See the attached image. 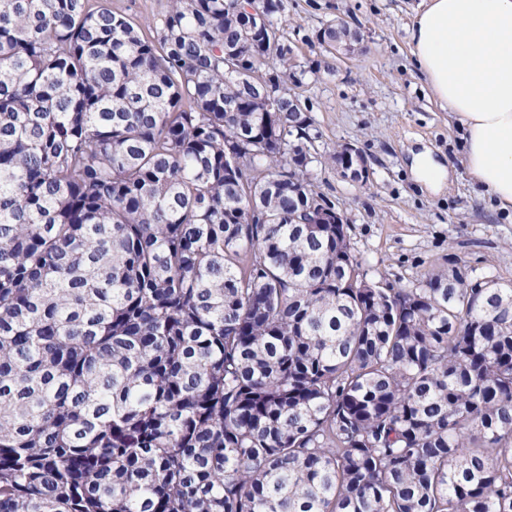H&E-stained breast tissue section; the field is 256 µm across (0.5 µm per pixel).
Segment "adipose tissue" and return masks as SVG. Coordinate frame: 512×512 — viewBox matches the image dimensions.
Masks as SVG:
<instances>
[{"instance_id": "1", "label": "adipose tissue", "mask_w": 512, "mask_h": 512, "mask_svg": "<svg viewBox=\"0 0 512 512\" xmlns=\"http://www.w3.org/2000/svg\"><path fill=\"white\" fill-rule=\"evenodd\" d=\"M409 46L458 123L471 183L512 209V0H427Z\"/></svg>"}]
</instances>
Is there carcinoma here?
Returning a JSON list of instances; mask_svg holds the SVG:
<instances>
[{"mask_svg": "<svg viewBox=\"0 0 512 512\" xmlns=\"http://www.w3.org/2000/svg\"><path fill=\"white\" fill-rule=\"evenodd\" d=\"M279 9L0 0V512H512V282L302 223ZM112 10L123 12L134 22H141L145 18L155 19L167 9V0H108Z\"/></svg>", "mask_w": 512, "mask_h": 512, "instance_id": "carcinoma-1", "label": "carcinoma"}]
</instances>
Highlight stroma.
<instances>
[{
  "label": "stroma",
  "instance_id": "35a3bbf8",
  "mask_svg": "<svg viewBox=\"0 0 512 512\" xmlns=\"http://www.w3.org/2000/svg\"><path fill=\"white\" fill-rule=\"evenodd\" d=\"M422 0H282L275 24L295 48L292 93L310 119L305 147L315 191L334 203L367 277L409 288L461 268L512 281V212L470 183L459 129L414 65L407 28ZM360 34L347 59L331 58L320 34L336 19ZM365 155L366 182L342 177L333 152ZM429 153L454 168L439 188L417 180L412 159Z\"/></svg>",
  "mask_w": 512,
  "mask_h": 512
}]
</instances>
